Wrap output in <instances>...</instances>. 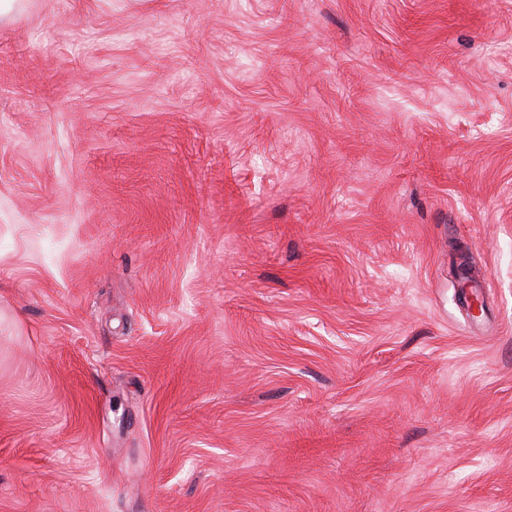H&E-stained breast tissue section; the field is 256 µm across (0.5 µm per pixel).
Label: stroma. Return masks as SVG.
I'll list each match as a JSON object with an SVG mask.
<instances>
[{"instance_id": "35a3bbf8", "label": "stroma", "mask_w": 512, "mask_h": 512, "mask_svg": "<svg viewBox=\"0 0 512 512\" xmlns=\"http://www.w3.org/2000/svg\"><path fill=\"white\" fill-rule=\"evenodd\" d=\"M0 512H512V0L0 23Z\"/></svg>"}]
</instances>
